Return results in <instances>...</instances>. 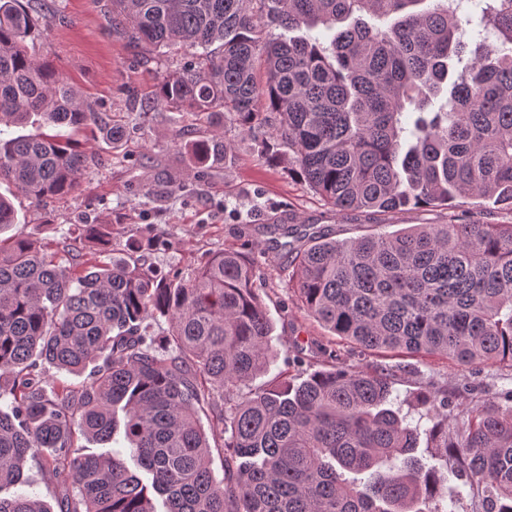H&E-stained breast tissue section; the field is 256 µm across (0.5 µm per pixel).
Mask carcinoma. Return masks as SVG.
<instances>
[{
  "label": "carcinoma",
  "mask_w": 512,
  "mask_h": 512,
  "mask_svg": "<svg viewBox=\"0 0 512 512\" xmlns=\"http://www.w3.org/2000/svg\"><path fill=\"white\" fill-rule=\"evenodd\" d=\"M246 2L112 0L138 39L186 51L157 103L225 112L250 134L276 114L300 175L338 209L481 198L512 214V0H259L270 22L305 30L264 46ZM34 115L113 143L123 133L59 76L23 0H0V180L39 203L74 192L95 156L39 125L8 137ZM189 149L204 164L224 142L205 134ZM75 232L112 250L109 224ZM160 244L130 241L76 273L34 240L0 239V512H423L453 498L390 408L391 373L330 353L299 382L251 388L277 357L253 261L226 249L161 274L145 260ZM277 247L292 253L308 315L336 336L460 367L512 364V223ZM51 367L87 377L60 387ZM120 431L143 474L118 450L78 445ZM427 434L451 449L448 471L490 492L487 512H512V411L479 405L464 430L448 432L445 415ZM31 460L51 471L56 507L10 492L32 482Z\"/></svg>",
  "instance_id": "cac0c4a2"
}]
</instances>
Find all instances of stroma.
<instances>
[{
	"mask_svg": "<svg viewBox=\"0 0 512 512\" xmlns=\"http://www.w3.org/2000/svg\"><path fill=\"white\" fill-rule=\"evenodd\" d=\"M45 18L42 39L65 80L106 119L120 120L123 137L112 143L88 134L71 135L78 150L96 154L79 189L66 197L37 203L0 182V194L12 198L17 222L11 236L47 244L67 263L76 246V224H108L112 246L123 249L145 231L162 243L147 256L162 272L187 273L211 254L233 246L254 260L259 293L274 323L277 357L266 375L305 377L317 369L316 349L335 350L354 367L385 366L393 374V407L409 422L432 426L418 393L434 392L448 401V426L464 429L471 407L493 404L512 409V365L481 364L469 369L434 357L374 353L331 334L303 308L291 280L285 251L272 249L266 225L310 224L339 241L369 233H393L415 224H445L454 211L423 207L392 213L339 211L302 177L287 145L270 158L265 141L275 140L277 118L265 134L243 133L231 117H215L213 126L227 148L223 161L196 164L186 145L205 120L157 105L159 84L179 70L183 53L155 50L140 42L112 0H34Z\"/></svg>",
	"mask_w": 512,
	"mask_h": 512,
	"instance_id": "stroma-1",
	"label": "stroma"
}]
</instances>
